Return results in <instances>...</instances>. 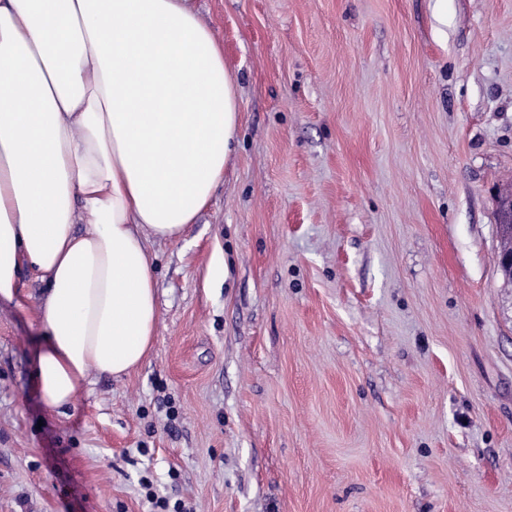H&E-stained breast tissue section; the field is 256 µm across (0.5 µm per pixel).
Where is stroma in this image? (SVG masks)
Instances as JSON below:
<instances>
[{"mask_svg":"<svg viewBox=\"0 0 512 512\" xmlns=\"http://www.w3.org/2000/svg\"><path fill=\"white\" fill-rule=\"evenodd\" d=\"M224 181L145 363L49 409L0 301V512H512V0H195Z\"/></svg>","mask_w":512,"mask_h":512,"instance_id":"obj_1","label":"stroma"}]
</instances>
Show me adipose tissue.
I'll return each mask as SVG.
<instances>
[{
    "label": "adipose tissue",
    "mask_w": 512,
    "mask_h": 512,
    "mask_svg": "<svg viewBox=\"0 0 512 512\" xmlns=\"http://www.w3.org/2000/svg\"><path fill=\"white\" fill-rule=\"evenodd\" d=\"M238 80L192 0H0V300L43 283L46 406L119 378L157 331L148 238L224 181Z\"/></svg>",
    "instance_id": "1"
}]
</instances>
